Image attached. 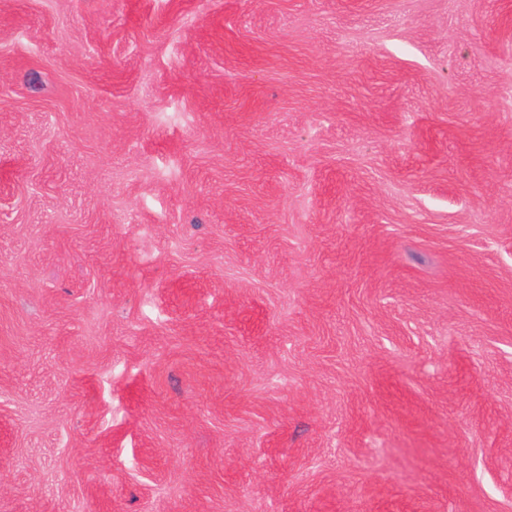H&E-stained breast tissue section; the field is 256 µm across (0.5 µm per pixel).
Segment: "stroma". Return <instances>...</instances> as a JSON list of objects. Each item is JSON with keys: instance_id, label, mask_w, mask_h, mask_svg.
<instances>
[{"instance_id": "stroma-1", "label": "stroma", "mask_w": 512, "mask_h": 512, "mask_svg": "<svg viewBox=\"0 0 512 512\" xmlns=\"http://www.w3.org/2000/svg\"><path fill=\"white\" fill-rule=\"evenodd\" d=\"M0 512H512V0H0Z\"/></svg>"}]
</instances>
